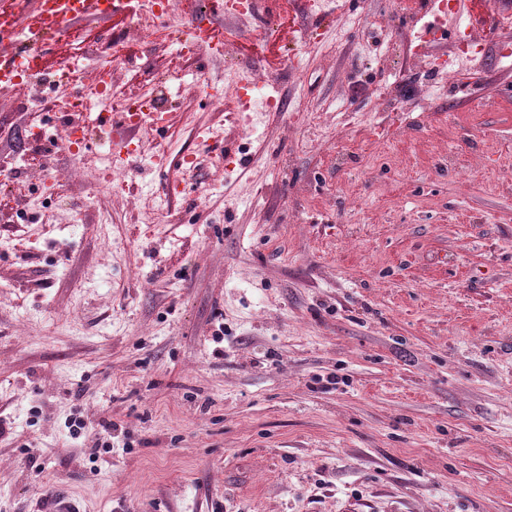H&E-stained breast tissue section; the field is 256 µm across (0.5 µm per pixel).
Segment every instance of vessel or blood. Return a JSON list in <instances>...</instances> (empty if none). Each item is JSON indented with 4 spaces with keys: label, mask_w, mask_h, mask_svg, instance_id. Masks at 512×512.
<instances>
[{
    "label": "vessel or blood",
    "mask_w": 512,
    "mask_h": 512,
    "mask_svg": "<svg viewBox=\"0 0 512 512\" xmlns=\"http://www.w3.org/2000/svg\"><path fill=\"white\" fill-rule=\"evenodd\" d=\"M26 7V0H0V46L8 47L18 38L32 41L36 46L58 37L66 27L89 15L112 17L132 13V0H36L26 26H19L18 20ZM189 38L192 43H205L210 53H219L223 47L221 40L214 36L212 24L203 15H196L189 25ZM44 61L42 53L36 51L23 56L12 55L0 60V89H11L31 82L42 73ZM162 127L163 120L155 112L141 113L132 117L128 112L98 114L94 123H81L80 133L68 138L67 148L90 146L93 130H100L109 136L112 160L119 165H127L139 153L133 143L132 132L136 125ZM41 512H80L72 502L68 492L54 488L43 497Z\"/></svg>",
    "instance_id": "1"
}]
</instances>
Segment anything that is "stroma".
Wrapping results in <instances>:
<instances>
[{
	"label": "stroma",
	"mask_w": 512,
	"mask_h": 512,
	"mask_svg": "<svg viewBox=\"0 0 512 512\" xmlns=\"http://www.w3.org/2000/svg\"><path fill=\"white\" fill-rule=\"evenodd\" d=\"M327 2L217 15L229 62L87 18L0 91V512H512V0L436 41L422 0ZM83 84L168 114L124 186L58 140ZM39 512H83L70 498L68 492L53 488L43 497L41 511Z\"/></svg>",
	"instance_id": "stroma-1"
}]
</instances>
